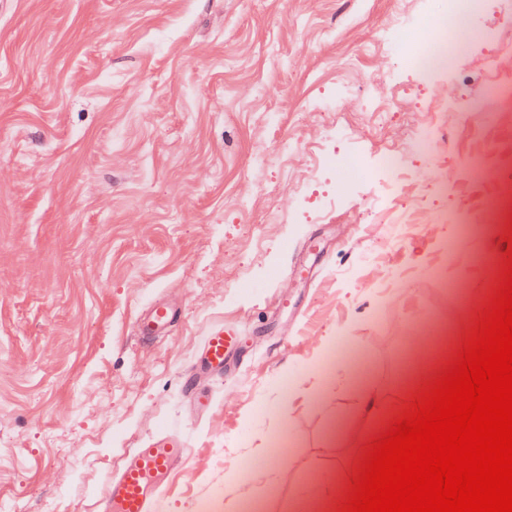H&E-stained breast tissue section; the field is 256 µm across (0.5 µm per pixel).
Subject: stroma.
<instances>
[{
    "instance_id": "35a3bbf8",
    "label": "stroma",
    "mask_w": 512,
    "mask_h": 512,
    "mask_svg": "<svg viewBox=\"0 0 512 512\" xmlns=\"http://www.w3.org/2000/svg\"><path fill=\"white\" fill-rule=\"evenodd\" d=\"M444 0H0V512H94L126 452L160 435L191 451L156 512H340L371 443L444 373L512 253V226L459 240L435 209L491 195L468 154L512 162L488 85L470 80L432 154L428 113L385 126L365 72L418 96L451 93L393 52ZM349 92L319 111L337 86ZM342 152L393 154L415 224L362 219L374 187L315 174ZM458 169L447 185L437 170ZM180 316L157 340L135 320ZM429 322L426 354L407 328ZM244 341L236 368L193 390L214 325ZM375 358L384 398L364 419L337 341ZM330 483V495L313 478ZM176 316L177 310L173 305L159 302L139 317L138 334L144 339L159 336L175 321Z\"/></svg>"
}]
</instances>
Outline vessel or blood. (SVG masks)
Returning a JSON list of instances; mask_svg holds the SVG:
<instances>
[{
  "label": "vessel or blood",
  "mask_w": 512,
  "mask_h": 512,
  "mask_svg": "<svg viewBox=\"0 0 512 512\" xmlns=\"http://www.w3.org/2000/svg\"><path fill=\"white\" fill-rule=\"evenodd\" d=\"M176 316L173 305L157 303L139 317L138 333L145 339L158 336ZM234 345L232 330L211 328L202 346L201 369L222 372L234 353ZM188 453L185 439L169 435L151 440L147 447L131 450L110 478L98 501V512H152L163 483L187 459Z\"/></svg>",
  "instance_id": "1"
}]
</instances>
